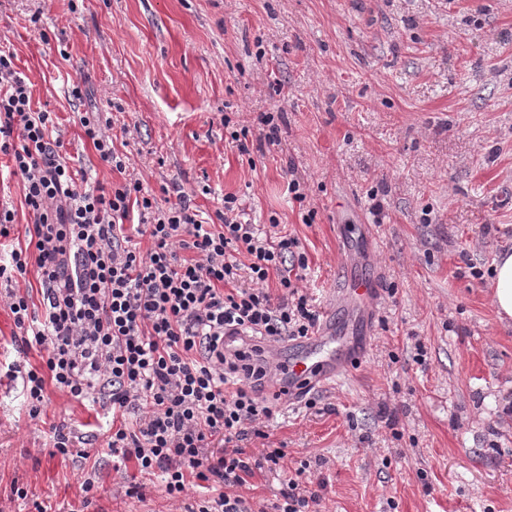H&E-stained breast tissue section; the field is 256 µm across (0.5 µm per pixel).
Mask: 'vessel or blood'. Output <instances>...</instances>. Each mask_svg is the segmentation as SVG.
Wrapping results in <instances>:
<instances>
[{
    "instance_id": "b4317fda",
    "label": "vessel or blood",
    "mask_w": 512,
    "mask_h": 512,
    "mask_svg": "<svg viewBox=\"0 0 512 512\" xmlns=\"http://www.w3.org/2000/svg\"><path fill=\"white\" fill-rule=\"evenodd\" d=\"M351 295L372 308L376 305L378 290L363 279L347 281L337 289L333 306L326 309L319 330L302 341L299 352L286 362L284 369L278 370L267 389L269 397L284 393L292 399L303 390L333 385L349 369L354 358L347 346L336 343L333 315L335 306L343 304Z\"/></svg>"
}]
</instances>
